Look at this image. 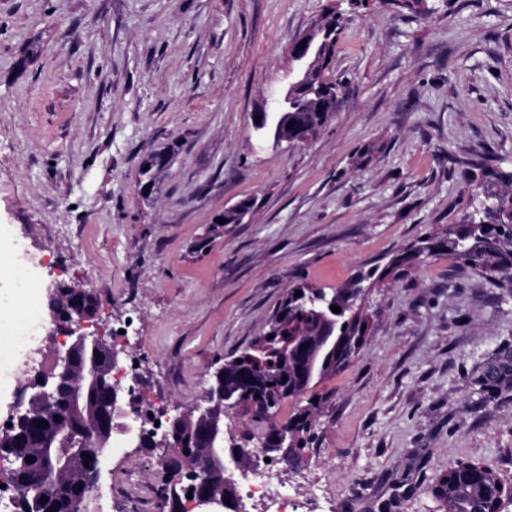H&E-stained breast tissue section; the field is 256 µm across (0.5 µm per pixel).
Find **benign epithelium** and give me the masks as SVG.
Here are the masks:
<instances>
[{
  "label": "benign epithelium",
  "instance_id": "obj_1",
  "mask_svg": "<svg viewBox=\"0 0 512 512\" xmlns=\"http://www.w3.org/2000/svg\"><path fill=\"white\" fill-rule=\"evenodd\" d=\"M321 19H316L308 30L298 35L288 46V61L292 81L277 94L268 109L254 118V128L270 122L274 113L288 110L298 93L312 94L327 81V57L322 44L315 42L321 31ZM317 135L309 126L299 127L286 134L281 143L288 148L301 147ZM308 302L320 306L323 326L320 335L306 336L298 330L288 341V348L298 351L330 347V353L340 355L345 337L336 335V319L332 312L335 301L327 298L323 288L316 289ZM50 318L69 341L52 347L55 364L52 371L39 372L28 381V400L17 401L8 417L0 423V441H10L17 430L28 424L47 430L50 440L62 452L46 460L48 470L64 478L67 485L87 484V491L68 501L65 512H91L90 504L96 488L100 466H85L86 452L79 433L89 430L96 447L109 445L113 433H120L127 441L142 446L148 436L146 425L152 421L145 409H134V388L121 386L113 374L120 361L119 351L93 332L85 331L86 323L97 317L93 296L81 289L63 284L53 285L50 295ZM224 367L215 370L214 383L206 391L203 403L189 412L166 416V430L157 444L159 447L180 448L184 461L182 471L174 482L180 498L192 495L191 501L205 506L211 512H242L236 496L235 472L241 470L247 451L238 442L224 438V418L244 408L242 383L222 381ZM69 408L70 421L43 420L41 409L52 405ZM288 443V429L280 426L278 432L264 441L265 453H274ZM230 500L225 504L224 500Z\"/></svg>",
  "mask_w": 512,
  "mask_h": 512
}]
</instances>
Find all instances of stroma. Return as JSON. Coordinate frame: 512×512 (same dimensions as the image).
I'll list each match as a JSON object with an SVG mask.
<instances>
[{
  "label": "stroma",
  "mask_w": 512,
  "mask_h": 512,
  "mask_svg": "<svg viewBox=\"0 0 512 512\" xmlns=\"http://www.w3.org/2000/svg\"><path fill=\"white\" fill-rule=\"evenodd\" d=\"M333 4V118L300 149L259 142L289 43ZM165 147L142 199L139 166ZM478 154L512 168V0H0V267L21 243L41 305L76 285L102 336L132 323L115 345L154 408L200 403L294 283L372 271L367 334L312 388L315 438L282 464L323 512H444L432 489L457 461L512 487V386L481 383L512 351V290L445 256L390 265L470 212ZM246 197L250 223L212 226ZM15 292L0 285V422L33 354ZM169 478L158 451L127 445L93 512H135Z\"/></svg>",
  "instance_id": "1"
}]
</instances>
